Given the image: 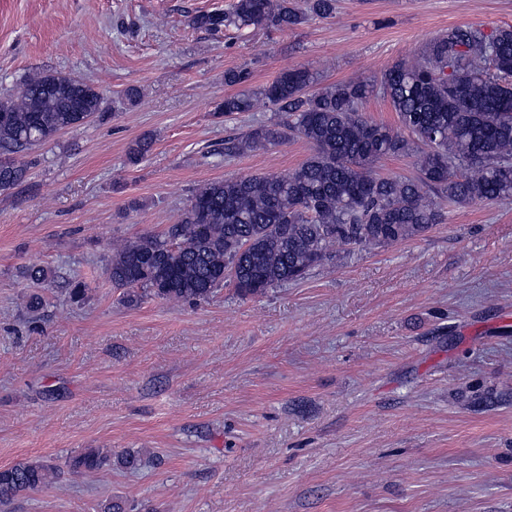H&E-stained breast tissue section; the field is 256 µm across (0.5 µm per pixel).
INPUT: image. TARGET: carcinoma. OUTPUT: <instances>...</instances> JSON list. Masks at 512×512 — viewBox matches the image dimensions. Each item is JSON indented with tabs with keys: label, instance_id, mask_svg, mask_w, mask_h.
Returning <instances> with one entry per match:
<instances>
[{
	"label": "carcinoma",
	"instance_id": "obj_1",
	"mask_svg": "<svg viewBox=\"0 0 512 512\" xmlns=\"http://www.w3.org/2000/svg\"><path fill=\"white\" fill-rule=\"evenodd\" d=\"M336 0H233L230 8L197 15L210 31L233 27L293 28L308 16L330 18ZM249 74L230 69L218 112H249L258 98L282 113L224 144L240 154L291 138L313 152L286 176L267 174L206 183L192 194L175 223L112 249L108 266L122 299L190 303L234 283L241 297L303 279L335 256L385 247L429 232L442 223V206L512 200V25L486 31L459 25L431 40L417 57L400 61L375 80H349L312 90L317 76L306 67L280 73L259 89ZM387 99L400 129L366 118L364 101ZM102 118L103 95L93 85L42 72L15 94L0 96V191L19 185L28 168L10 158L50 143L79 127V113ZM147 136L128 147L138 162L150 152ZM384 156H412L413 176L382 175ZM112 464V452L82 448L66 466L95 472ZM61 468L41 460L0 469V506L24 492L55 483Z\"/></svg>",
	"mask_w": 512,
	"mask_h": 512
}]
</instances>
